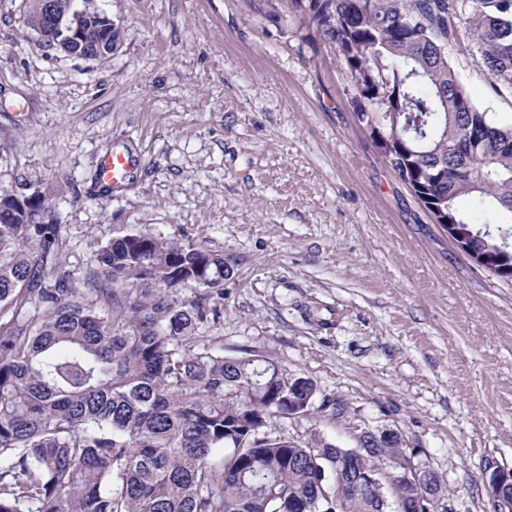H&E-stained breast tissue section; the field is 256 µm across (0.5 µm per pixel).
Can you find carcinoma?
<instances>
[{
	"label": "carcinoma",
	"mask_w": 512,
	"mask_h": 512,
	"mask_svg": "<svg viewBox=\"0 0 512 512\" xmlns=\"http://www.w3.org/2000/svg\"><path fill=\"white\" fill-rule=\"evenodd\" d=\"M290 18L344 66L357 124L436 224L512 279V121L470 98L452 52L465 51L497 95L512 93V0H289ZM50 196L0 194V512H329L340 449L263 428L316 395L251 351L226 357L197 336L188 282L224 286V255L142 231L110 239L77 279ZM223 449L220 460L214 452ZM404 448L359 466L391 468ZM341 512H408L391 473Z\"/></svg>",
	"instance_id": "1"
}]
</instances>
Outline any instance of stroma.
<instances>
[{"label":"stroma","instance_id":"obj_1","mask_svg":"<svg viewBox=\"0 0 512 512\" xmlns=\"http://www.w3.org/2000/svg\"><path fill=\"white\" fill-rule=\"evenodd\" d=\"M29 0H0V193L49 187L76 274L115 236L149 231L221 254L200 336L317 384L316 409L273 421L300 446L396 430L443 479L435 512H494L488 470L512 467V281L490 276L382 163L347 104L334 50L288 0H101L124 40L106 61L42 47ZM467 87L493 118L470 57ZM124 185L95 179L107 150ZM339 400L343 414L320 409ZM131 172L130 157L122 152H112L103 156L99 161L100 182L104 186L121 185Z\"/></svg>","mask_w":512,"mask_h":512}]
</instances>
